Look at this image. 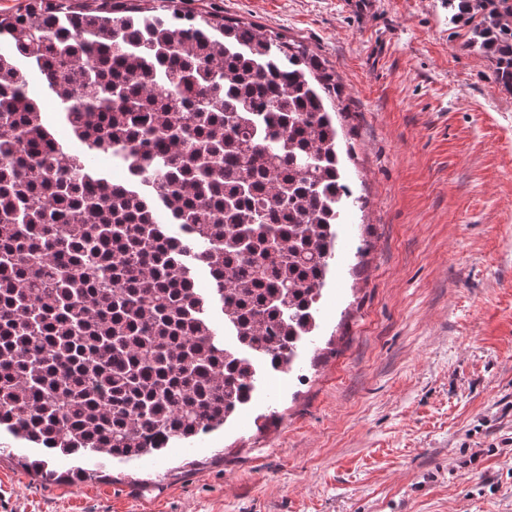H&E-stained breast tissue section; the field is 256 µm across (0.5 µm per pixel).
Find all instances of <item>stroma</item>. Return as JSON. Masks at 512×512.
Segmentation results:
<instances>
[{"label":"stroma","mask_w":512,"mask_h":512,"mask_svg":"<svg viewBox=\"0 0 512 512\" xmlns=\"http://www.w3.org/2000/svg\"><path fill=\"white\" fill-rule=\"evenodd\" d=\"M336 72L347 173L307 374L223 431L81 482L0 457V512H512V93L447 0H180Z\"/></svg>","instance_id":"35a3bbf8"}]
</instances>
